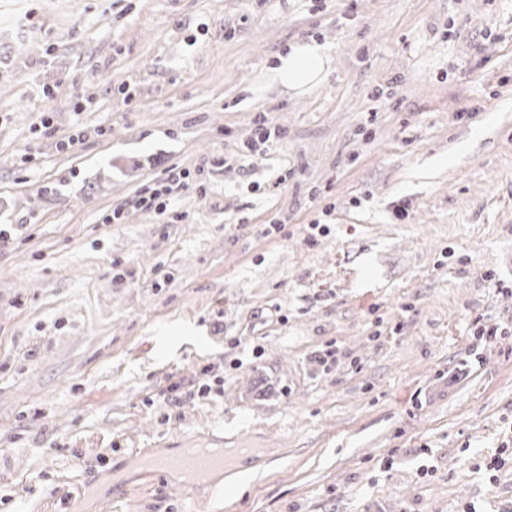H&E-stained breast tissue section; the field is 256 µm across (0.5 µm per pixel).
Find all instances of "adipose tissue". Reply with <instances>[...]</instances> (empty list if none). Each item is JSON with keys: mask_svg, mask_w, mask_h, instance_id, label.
<instances>
[{"mask_svg": "<svg viewBox=\"0 0 512 512\" xmlns=\"http://www.w3.org/2000/svg\"><path fill=\"white\" fill-rule=\"evenodd\" d=\"M329 68V49L314 41L296 42L279 55L272 70L274 82L303 93L319 84Z\"/></svg>", "mask_w": 512, "mask_h": 512, "instance_id": "1", "label": "adipose tissue"}]
</instances>
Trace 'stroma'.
Returning <instances> with one entry per match:
<instances>
[{
	"label": "stroma",
	"mask_w": 512,
	"mask_h": 512,
	"mask_svg": "<svg viewBox=\"0 0 512 512\" xmlns=\"http://www.w3.org/2000/svg\"><path fill=\"white\" fill-rule=\"evenodd\" d=\"M511 438L512 0H0V512H512ZM272 80L290 91L303 93L319 84L329 68V49L316 41L295 42L278 56ZM282 134V131L273 125L265 114H260L256 121L254 138L244 145L245 152L256 151L273 144L282 137ZM188 176L189 172L178 170L176 167L171 168L163 182L156 185L151 191L143 192L139 199L140 208L163 213L167 209L166 199L169 197L171 184H184ZM199 449L201 451L197 453H190L187 449L182 455L166 457L159 462L170 470L183 471L196 476H204L214 470L224 468L227 463L224 454L210 453L208 451L210 448Z\"/></svg>",
	"instance_id": "1"
}]
</instances>
